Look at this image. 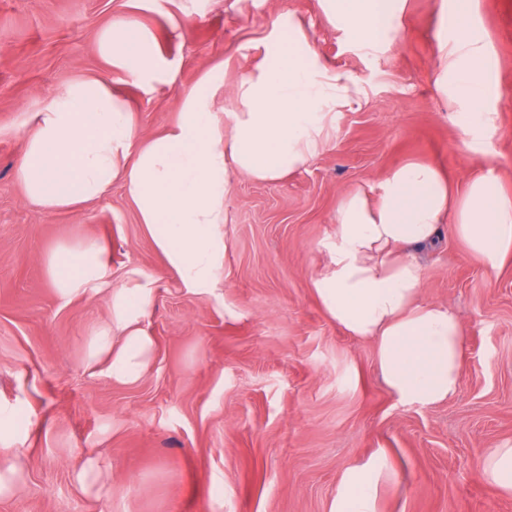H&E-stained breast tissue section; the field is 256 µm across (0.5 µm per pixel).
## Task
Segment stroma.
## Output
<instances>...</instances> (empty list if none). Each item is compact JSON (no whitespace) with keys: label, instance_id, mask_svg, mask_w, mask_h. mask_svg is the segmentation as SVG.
<instances>
[{"label":"stroma","instance_id":"1","mask_svg":"<svg viewBox=\"0 0 512 512\" xmlns=\"http://www.w3.org/2000/svg\"><path fill=\"white\" fill-rule=\"evenodd\" d=\"M286 12L368 99L337 113L330 148L305 169L232 185L214 294L164 271L121 185L74 210L26 201L20 128L64 84L102 69V29L136 18L166 61L149 85L114 84L152 134L175 121L181 90L219 66L214 110L232 112L233 86ZM473 24L495 112L493 136L476 139L435 87L436 44L453 31L443 0H407L399 46L377 52L348 41L318 0H0V406L11 411L0 441L23 474L0 512H329L343 472L379 448L395 476L377 512H512V495L480 472L489 449L512 441V256L490 269L446 225L418 251L422 298L448 305L463 338L459 391L435 406L397 402L372 344L331 321L312 288L340 198L377 195L405 162L438 165L458 194L483 173L512 193V0H475ZM88 242L106 246L113 278L132 266L160 277L153 361L132 384L86 366L108 302H64L47 273L55 248ZM89 457L101 462L99 497L74 478Z\"/></svg>","mask_w":512,"mask_h":512}]
</instances>
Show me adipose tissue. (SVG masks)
Wrapping results in <instances>:
<instances>
[{
  "label": "adipose tissue",
  "mask_w": 512,
  "mask_h": 512,
  "mask_svg": "<svg viewBox=\"0 0 512 512\" xmlns=\"http://www.w3.org/2000/svg\"><path fill=\"white\" fill-rule=\"evenodd\" d=\"M405 0H319L353 42L396 45ZM473 0H452L454 34L437 44L435 84L461 106L464 124L492 127L486 81L488 50L472 32ZM110 71L78 77L61 87L23 129L16 176L38 209L76 208L120 184L166 266L185 288L209 294L224 275V200L235 178L278 181L305 168L330 145L337 112L367 100L360 79L319 56L305 28L288 22V37L270 43L262 60L233 90L229 122L212 110L222 86L211 72L184 91L176 122L149 136L138 131L134 108L112 86V70L126 83L154 80L162 57L133 18L113 22L98 38ZM487 267L512 254V196L487 175L454 196L447 176L430 162L392 169L378 199L357 189L336 209L325 245L328 260L312 281L325 313L348 335L371 341L387 389L401 402L433 406L458 391L464 364L462 336L448 306L421 297L416 252L432 243L441 224ZM63 301L104 295L112 318L92 339L87 366L114 382H137L154 356L146 324L157 280L129 268L121 280L99 243L63 246L46 259ZM390 469L386 449L344 474L329 512H377L381 478Z\"/></svg>",
  "instance_id": "1"
}]
</instances>
